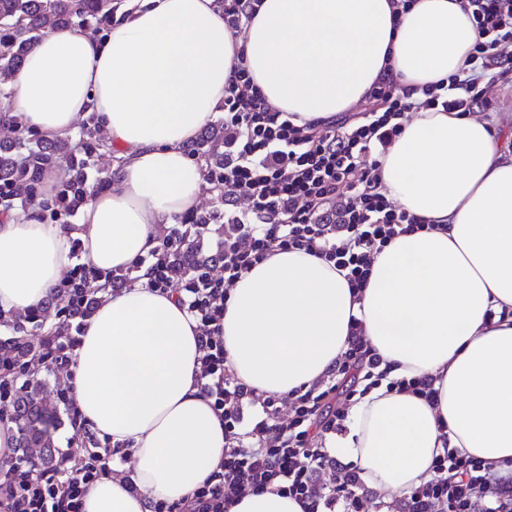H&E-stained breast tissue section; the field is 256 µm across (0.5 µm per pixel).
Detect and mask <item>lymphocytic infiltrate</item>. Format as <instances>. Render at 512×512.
Wrapping results in <instances>:
<instances>
[{
    "instance_id": "lymphocytic-infiltrate-1",
    "label": "lymphocytic infiltrate",
    "mask_w": 512,
    "mask_h": 512,
    "mask_svg": "<svg viewBox=\"0 0 512 512\" xmlns=\"http://www.w3.org/2000/svg\"><path fill=\"white\" fill-rule=\"evenodd\" d=\"M472 13L479 40L472 66L452 77L447 92L428 88L417 106L470 112L481 84L512 45V0H459ZM414 104L393 82L370 94V109L322 124L298 126L270 108L243 66L224 89V236L213 259L175 273L171 256L200 248L208 225L197 211L172 225L149 262L151 288L177 291L200 328V384L224 422V459L189 502L151 503V512H228L244 490L294 497L304 512H360L354 471H339L325 448L327 434L342 432L347 403L374 378L372 354L359 320L348 347L327 378L280 409L279 399L240 381L224 355L221 322L228 289L239 275L276 251L303 249L334 263L350 288H363L372 254L420 221L394 207L380 190L377 148L402 128ZM124 452L98 448L61 459L47 470L30 465L17 479V458L0 462V512H82L90 486L111 476ZM432 479L408 497V512H512V477L454 450L433 462Z\"/></svg>"
}]
</instances>
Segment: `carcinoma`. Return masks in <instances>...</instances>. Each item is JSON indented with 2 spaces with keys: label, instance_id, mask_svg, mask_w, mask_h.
<instances>
[{
  "label": "carcinoma",
  "instance_id": "1",
  "mask_svg": "<svg viewBox=\"0 0 512 512\" xmlns=\"http://www.w3.org/2000/svg\"><path fill=\"white\" fill-rule=\"evenodd\" d=\"M117 10L113 0H0V72L8 75L18 67L31 45L46 31L79 28L96 37L107 28ZM10 95L0 86V126L15 134L0 141V211L26 206L36 198V185L44 172L65 168L70 177L63 181L52 202L43 204V212L53 220L69 216L83 204L89 186L87 170L107 154L106 136L92 128L77 139L62 142H35L22 136V127L9 116L6 103ZM191 155L220 172L224 163V128L210 126L192 145ZM94 291L90 283L73 281L48 305H68L70 297ZM93 308L80 309L76 319L63 320L37 339L29 336V326L38 323L37 311L14 316L12 336L0 341V374L20 378L9 389L16 412L17 448L25 453L39 449L37 463L51 468L57 463L53 432L59 424L58 406L41 397L43 381L32 366L47 365L58 348L71 339L76 323L90 316Z\"/></svg>",
  "mask_w": 512,
  "mask_h": 512
}]
</instances>
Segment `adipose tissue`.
I'll use <instances>...</instances> for the list:
<instances>
[{"mask_svg":"<svg viewBox=\"0 0 512 512\" xmlns=\"http://www.w3.org/2000/svg\"><path fill=\"white\" fill-rule=\"evenodd\" d=\"M479 39L458 0H262L240 32L214 0H130L105 38L41 36L13 71L10 114L39 136L86 120L115 160L74 228L38 203L0 218V320L42 309L74 243L98 282L136 269L86 319L66 381L97 437L133 452V476L96 481L83 512H149L178 502L224 458V424L200 388L197 320L175 293L149 287L144 259L160 225L202 200L205 169L189 154L224 103L235 63L294 124L329 122L381 79L408 101L470 66ZM385 196L424 229L374 252L361 292L333 263L279 251L244 272L224 304V351L239 380L291 396L323 378L360 319L389 378L431 377L437 404L378 386L356 397L330 455L401 498L429 481L443 447L512 466V128L481 112L420 110L377 157Z\"/></svg>","mask_w":512,"mask_h":512,"instance_id":"obj_1","label":"adipose tissue"}]
</instances>
